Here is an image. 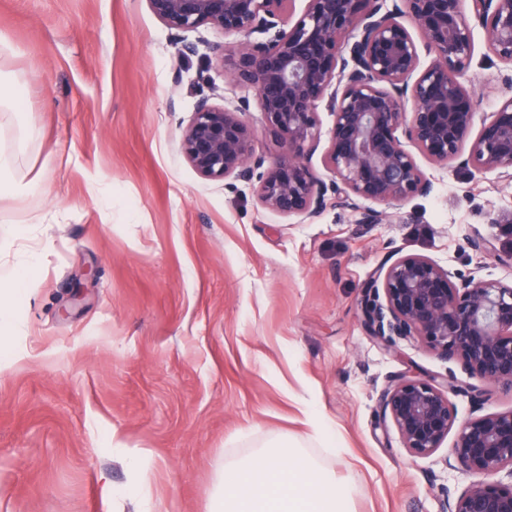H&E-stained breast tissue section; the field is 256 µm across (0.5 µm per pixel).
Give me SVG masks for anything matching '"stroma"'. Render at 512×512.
<instances>
[{
	"label": "stroma",
	"mask_w": 512,
	"mask_h": 512,
	"mask_svg": "<svg viewBox=\"0 0 512 512\" xmlns=\"http://www.w3.org/2000/svg\"><path fill=\"white\" fill-rule=\"evenodd\" d=\"M0 33L20 50L0 71L29 85L23 111L0 114V144L35 129L20 189L0 198V276L40 251L0 332V512H209L224 461L273 440L350 473L355 512H440L444 490L469 485L447 448L411 455L380 414L392 380L439 379L447 362L417 337L367 336L357 301L394 253L512 282V181L420 155L430 193L386 205L382 223L331 205L283 216L180 152L208 97L250 99L257 154L282 153L254 91L216 61L220 31L187 33L185 57L146 0H0ZM474 40L465 83L483 119L512 96V67L483 29ZM478 235L494 255L468 248ZM305 403L342 455L308 439Z\"/></svg>",
	"instance_id": "stroma-1"
}]
</instances>
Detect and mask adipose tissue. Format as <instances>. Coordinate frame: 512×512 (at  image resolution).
I'll return each mask as SVG.
<instances>
[{"mask_svg":"<svg viewBox=\"0 0 512 512\" xmlns=\"http://www.w3.org/2000/svg\"><path fill=\"white\" fill-rule=\"evenodd\" d=\"M213 512H352V488L303 447L225 464Z\"/></svg>","mask_w":512,"mask_h":512,"instance_id":"adipose-tissue-1","label":"adipose tissue"}]
</instances>
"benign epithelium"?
<instances>
[{
	"label": "benign epithelium",
	"mask_w": 512,
	"mask_h": 512,
	"mask_svg": "<svg viewBox=\"0 0 512 512\" xmlns=\"http://www.w3.org/2000/svg\"><path fill=\"white\" fill-rule=\"evenodd\" d=\"M175 37L200 27L241 34L213 47L232 81L254 91L266 135L285 149L268 162L235 105L198 101L182 134V153L203 178L254 184L261 205L284 216L312 218L328 204H390L432 184L414 153L479 173L512 178V95L475 128L474 98L463 82L474 54L473 24L491 54L512 65V0H146ZM409 19L416 32L404 24ZM261 33V41L247 39ZM329 97L333 116L322 159L331 187L309 163L319 146L317 104ZM413 110L406 111L407 103ZM333 197L327 198V192ZM367 335L391 347L418 336L484 387L512 390V283L451 272L417 254L385 260L366 280L358 302ZM459 390L449 372L442 381L404 375L381 393L391 420L413 456L434 454L456 431L449 455L471 483L441 512H512V409L478 414L460 423L448 393Z\"/></svg>",
	"instance_id": "1"
}]
</instances>
